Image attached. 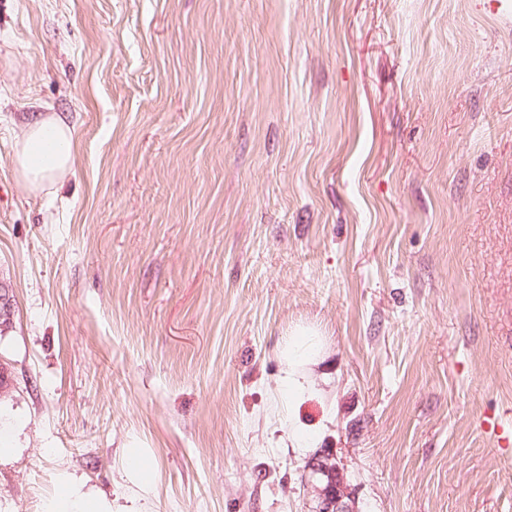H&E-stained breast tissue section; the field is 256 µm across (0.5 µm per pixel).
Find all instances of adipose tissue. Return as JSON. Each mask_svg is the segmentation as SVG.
<instances>
[{
    "label": "adipose tissue",
    "instance_id": "obj_1",
    "mask_svg": "<svg viewBox=\"0 0 512 512\" xmlns=\"http://www.w3.org/2000/svg\"><path fill=\"white\" fill-rule=\"evenodd\" d=\"M74 129L60 113L38 118L30 123L19 139L13 164L29 190L40 191L59 183L71 170ZM321 347L318 333L298 327L289 334L281 348L286 364L284 380L289 400L301 401L319 390V383L305 364L315 362ZM44 512H137L135 507L113 508L105 498L84 491L71 477H63L56 493L46 502Z\"/></svg>",
    "mask_w": 512,
    "mask_h": 512
}]
</instances>
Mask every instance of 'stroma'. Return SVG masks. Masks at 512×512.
Here are the masks:
<instances>
[{
  "mask_svg": "<svg viewBox=\"0 0 512 512\" xmlns=\"http://www.w3.org/2000/svg\"><path fill=\"white\" fill-rule=\"evenodd\" d=\"M74 127L39 193L29 121ZM0 512H512V25L485 0H0ZM322 335L289 405L280 349ZM74 139L66 115L58 112L27 126L16 145L13 164L29 190L53 186L70 172ZM123 466L131 481L146 495L152 486V460L146 448H140L135 443L125 449ZM301 481L315 496L312 512H359L357 487L336 449L321 448L309 458ZM44 512H112V504L69 476L61 479L57 492L45 503Z\"/></svg>",
  "mask_w": 512,
  "mask_h": 512,
  "instance_id": "obj_1",
  "label": "stroma"
}]
</instances>
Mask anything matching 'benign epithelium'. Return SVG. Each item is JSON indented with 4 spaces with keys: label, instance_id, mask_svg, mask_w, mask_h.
Instances as JSON below:
<instances>
[{
    "label": "benign epithelium",
    "instance_id": "benign-epithelium-1",
    "mask_svg": "<svg viewBox=\"0 0 512 512\" xmlns=\"http://www.w3.org/2000/svg\"><path fill=\"white\" fill-rule=\"evenodd\" d=\"M302 484L315 496L313 512H359L357 487L334 448H322L309 458Z\"/></svg>",
    "mask_w": 512,
    "mask_h": 512
}]
</instances>
